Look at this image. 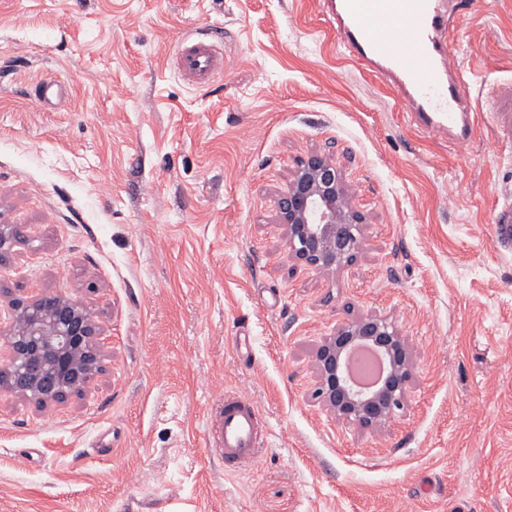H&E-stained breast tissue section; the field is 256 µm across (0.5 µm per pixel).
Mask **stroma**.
<instances>
[{
  "instance_id": "35a3bbf8",
  "label": "stroma",
  "mask_w": 512,
  "mask_h": 512,
  "mask_svg": "<svg viewBox=\"0 0 512 512\" xmlns=\"http://www.w3.org/2000/svg\"><path fill=\"white\" fill-rule=\"evenodd\" d=\"M324 0H0V225L28 245L0 289L61 291L106 338L104 369L54 409L0 390V512H512V247L495 238L512 155L489 116L512 79V0L448 10L472 141L419 131L352 61ZM218 31L207 89L174 71ZM51 78L62 97L41 104ZM328 153L368 224L327 278L275 220L299 161ZM392 318L416 378L370 434L310 397L348 310ZM267 434L228 470L224 393Z\"/></svg>"
}]
</instances>
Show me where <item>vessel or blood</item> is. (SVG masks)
<instances>
[{
  "label": "vessel or blood",
  "mask_w": 512,
  "mask_h": 512,
  "mask_svg": "<svg viewBox=\"0 0 512 512\" xmlns=\"http://www.w3.org/2000/svg\"><path fill=\"white\" fill-rule=\"evenodd\" d=\"M336 22L351 57L396 78L401 105L417 128L445 134L458 147L470 142L472 114L462 92L456 39L436 0H336ZM174 66L195 84L208 85L223 74L224 54L204 34L178 49ZM491 101L494 123L512 146V82L497 88ZM494 224L498 242L511 245V200L497 208ZM210 428L227 462L240 467L255 458L261 420L243 395L225 396Z\"/></svg>",
  "instance_id": "obj_1"
}]
</instances>
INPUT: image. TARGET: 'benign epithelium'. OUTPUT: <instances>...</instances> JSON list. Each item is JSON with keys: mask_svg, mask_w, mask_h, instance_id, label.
<instances>
[{"mask_svg": "<svg viewBox=\"0 0 512 512\" xmlns=\"http://www.w3.org/2000/svg\"><path fill=\"white\" fill-rule=\"evenodd\" d=\"M276 221L286 230L295 264L333 276L358 259L366 242L364 214L350 201L342 171L328 155L302 160L279 195ZM27 244L24 228L0 225V262ZM10 321L0 327V388L39 409L64 404L84 391L103 370L101 329L88 308L65 293L46 292L30 299L7 296ZM370 347L387 360L386 374L372 387L353 383L346 354ZM416 358L395 322L374 311L338 323L324 337L314 360L311 399L336 420L374 433L402 416Z\"/></svg>", "mask_w": 512, "mask_h": 512, "instance_id": "1", "label": "benign epithelium"}]
</instances>
